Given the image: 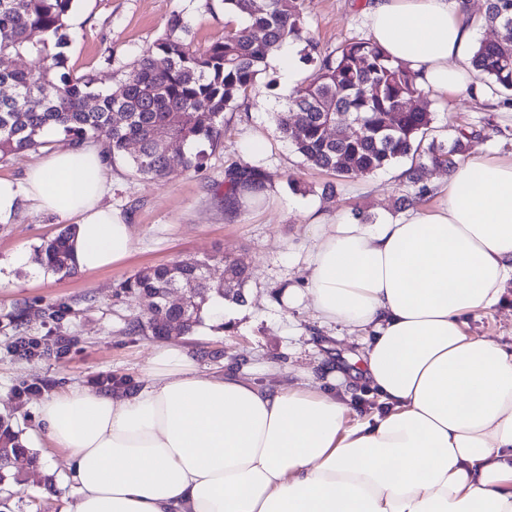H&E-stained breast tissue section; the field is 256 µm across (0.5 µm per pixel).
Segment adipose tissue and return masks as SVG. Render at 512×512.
Returning <instances> with one entry per match:
<instances>
[{
    "label": "adipose tissue",
    "instance_id": "obj_1",
    "mask_svg": "<svg viewBox=\"0 0 512 512\" xmlns=\"http://www.w3.org/2000/svg\"><path fill=\"white\" fill-rule=\"evenodd\" d=\"M366 17L422 93L469 92L467 0H371ZM111 188L99 146H61L23 180L0 177V224L33 202L73 221L76 272L105 269L133 249ZM437 195L375 224L313 214L306 286L285 292L362 336L384 414L355 419L310 370L262 387L160 343L133 389L74 385L39 403L46 438L68 453L69 512H512V347L465 321L512 282V160L469 155Z\"/></svg>",
    "mask_w": 512,
    "mask_h": 512
}]
</instances>
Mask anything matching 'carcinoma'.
Wrapping results in <instances>:
<instances>
[{
	"mask_svg": "<svg viewBox=\"0 0 512 512\" xmlns=\"http://www.w3.org/2000/svg\"><path fill=\"white\" fill-rule=\"evenodd\" d=\"M76 0H0V159L46 145L47 129L60 131L79 143L103 137L108 157L127 159L132 173L164 182L177 174L199 172L207 162L206 147L224 139V112L233 111L255 90L267 71L269 55L290 42L304 44L303 59L313 65L309 80L275 113L279 137L289 141L303 164L339 180L372 174L409 158L403 176L415 187L403 203L415 205L431 192L425 181L431 169L451 171L478 132L454 129L446 137L435 126L433 113L418 107L413 74L393 64L369 39H353L328 51L310 35L304 0H222L224 11L246 18L239 27L224 29V37L204 51L192 46V19L172 16L166 33L133 62L115 89L104 93L89 75L76 76L68 67L69 18ZM483 25L496 32L473 50L471 66L482 88L495 96L512 93V0H485ZM35 56L34 70L16 66ZM182 145L176 161L166 154V142ZM262 169L235 163L224 171V208L235 211L244 186L261 187ZM71 229L44 242L35 261H47L54 274H75L71 265ZM206 262L194 258L149 266L124 283V289L146 299L172 284L198 289L183 318L187 330L203 324L211 298L231 296L242 301L240 289L249 281L247 267L224 258V281L214 285L202 277ZM132 329L164 335V324L147 312ZM18 434L0 423V483H20L8 470L24 454Z\"/></svg>",
	"mask_w": 512,
	"mask_h": 512,
	"instance_id": "obj_1",
	"label": "carcinoma"
}]
</instances>
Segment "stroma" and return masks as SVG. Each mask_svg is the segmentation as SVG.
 Instances as JSON below:
<instances>
[{"instance_id":"1","label":"stroma","mask_w":512,"mask_h":512,"mask_svg":"<svg viewBox=\"0 0 512 512\" xmlns=\"http://www.w3.org/2000/svg\"><path fill=\"white\" fill-rule=\"evenodd\" d=\"M368 0H305L307 25L320 44L333 49L369 35ZM193 18L192 41L202 50L223 37L228 15L222 0H77L70 19L68 66L92 76L98 90L109 91L124 72L166 29L173 14ZM289 97L278 64L235 111L224 115V141L206 169L156 183L135 177L124 160L108 165L110 204L131 224L135 240L122 263L85 274L62 277L28 264H16L19 252L34 253L67 222L23 205L13 223L0 224V418L12 424L38 458L37 467L15 463L27 474L25 485L0 486V512H68L76 488L68 480L67 453L40 437L37 406L53 392L78 384L128 388L145 379L158 337L131 330L145 311L146 299L124 290V282L147 266L187 257L209 260L211 275H224L223 257L241 260L249 269L245 301L224 310V320L193 333L170 331L167 343L186 346L201 357L206 373L220 376L233 369L254 383L288 385L298 369L311 368L336 395L350 394L358 418L380 411L358 369L362 345L340 326L320 324L308 302L288 305L285 289L306 285L305 258L313 243V226L296 201L320 204L315 188L327 176L303 165L291 143L279 138L274 122ZM418 106L435 115L440 128L468 124L481 131L470 151L512 157V103L495 96L421 98ZM258 138L263 153L247 156L245 144ZM249 160L267 173L277 200L252 204L238 212L224 209L220 188L232 163ZM398 163L343 183L329 210L361 207L372 220L393 212L396 199L410 194ZM311 189L300 197L289 191L288 178ZM61 309L62 319L51 315ZM467 332L512 345V285L494 311L470 316ZM20 339L37 341L33 354L16 352Z\"/></svg>"}]
</instances>
